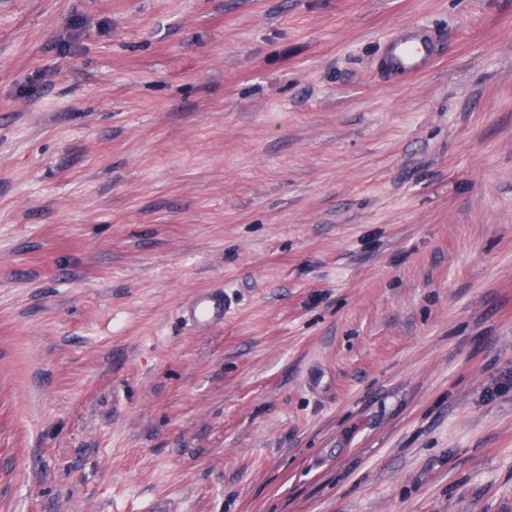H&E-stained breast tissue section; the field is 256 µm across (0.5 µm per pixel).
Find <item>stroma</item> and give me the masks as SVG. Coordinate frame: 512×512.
Listing matches in <instances>:
<instances>
[{"label": "stroma", "mask_w": 512, "mask_h": 512, "mask_svg": "<svg viewBox=\"0 0 512 512\" xmlns=\"http://www.w3.org/2000/svg\"><path fill=\"white\" fill-rule=\"evenodd\" d=\"M157 495L512 512V0H0V512ZM437 39L427 26H414L384 44L380 71L407 77L428 71L437 55ZM231 302L224 288L196 291L185 303L182 318L199 332H210L224 325Z\"/></svg>", "instance_id": "stroma-1"}]
</instances>
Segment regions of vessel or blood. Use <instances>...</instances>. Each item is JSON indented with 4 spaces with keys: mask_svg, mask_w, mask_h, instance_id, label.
Segmentation results:
<instances>
[{
    "mask_svg": "<svg viewBox=\"0 0 512 512\" xmlns=\"http://www.w3.org/2000/svg\"><path fill=\"white\" fill-rule=\"evenodd\" d=\"M437 39L425 26L411 27L401 36L387 40L381 59L382 74L411 77L428 71L437 55ZM231 302L221 288H206L195 292L182 309L183 319L195 329L206 333L224 324Z\"/></svg>",
    "mask_w": 512,
    "mask_h": 512,
    "instance_id": "vessel-or-blood-1",
    "label": "vessel or blood"
}]
</instances>
